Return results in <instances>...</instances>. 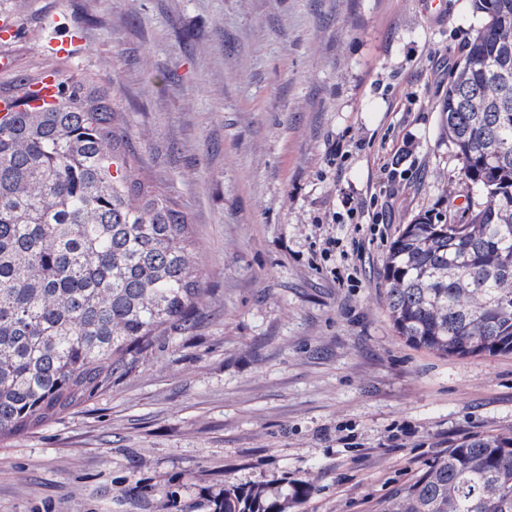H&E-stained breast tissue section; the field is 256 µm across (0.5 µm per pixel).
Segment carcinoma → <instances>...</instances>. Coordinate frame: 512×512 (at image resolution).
<instances>
[{
  "instance_id": "cac0c4a2",
  "label": "carcinoma",
  "mask_w": 512,
  "mask_h": 512,
  "mask_svg": "<svg viewBox=\"0 0 512 512\" xmlns=\"http://www.w3.org/2000/svg\"><path fill=\"white\" fill-rule=\"evenodd\" d=\"M484 19L442 104L467 217L419 215L384 263L397 336L436 354L512 353V0H469ZM0 119V441L109 388L160 338L190 328L203 294L189 224L144 181L115 103L76 69L57 102ZM214 512H286L224 491ZM374 512H512V434L472 435Z\"/></svg>"
}]
</instances>
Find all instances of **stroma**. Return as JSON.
Wrapping results in <instances>:
<instances>
[{"mask_svg": "<svg viewBox=\"0 0 512 512\" xmlns=\"http://www.w3.org/2000/svg\"><path fill=\"white\" fill-rule=\"evenodd\" d=\"M14 74L84 69L118 92L143 176L186 215L203 297L111 388L0 442V512H371L471 435L512 433V353L406 345L383 262L414 217L463 221L441 103L481 27L467 0H15ZM77 31L68 55L52 40ZM387 221L356 287L323 271L351 200ZM285 509L284 501H268L259 490L246 494L225 490L224 499L214 503L215 512H286Z\"/></svg>", "mask_w": 512, "mask_h": 512, "instance_id": "stroma-1", "label": "stroma"}]
</instances>
